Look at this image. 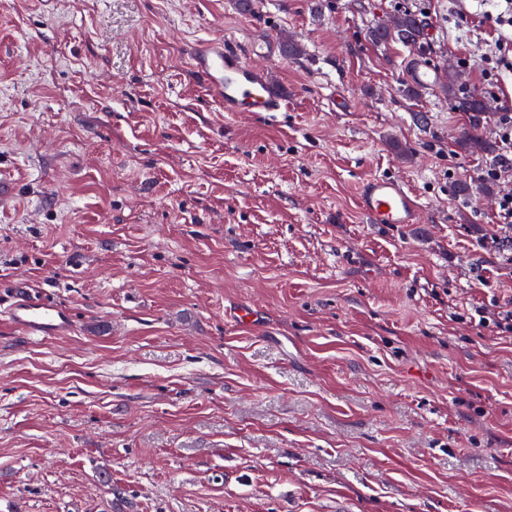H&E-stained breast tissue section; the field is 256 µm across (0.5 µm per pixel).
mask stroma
<instances>
[{
    "mask_svg": "<svg viewBox=\"0 0 512 512\" xmlns=\"http://www.w3.org/2000/svg\"><path fill=\"white\" fill-rule=\"evenodd\" d=\"M425 6L424 54L480 94L475 0ZM398 12L0 0V289L75 320H0V512H512V338L475 322L512 306L489 243L512 173L458 146L494 117L402 97L413 49L367 38ZM220 37L287 111H220L186 66ZM374 175L421 223L366 221ZM4 316L9 323L27 336L40 340L62 336L74 326L71 310L58 303L37 295L23 282L15 285Z\"/></svg>",
    "mask_w": 512,
    "mask_h": 512,
    "instance_id": "obj_1",
    "label": "stroma"
}]
</instances>
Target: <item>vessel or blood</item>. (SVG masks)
Segmentation results:
<instances>
[{
    "label": "vessel or blood",
    "mask_w": 512,
    "mask_h": 512,
    "mask_svg": "<svg viewBox=\"0 0 512 512\" xmlns=\"http://www.w3.org/2000/svg\"><path fill=\"white\" fill-rule=\"evenodd\" d=\"M189 63L224 112H283L288 108L287 96L274 86L267 70L242 58L227 41L217 39L192 48ZM407 80L427 91L438 84L440 73L429 58L416 57L408 65ZM359 207L370 223L396 229L417 223L421 211L402 181L385 176L361 184ZM4 315L14 328L42 340L65 335L74 326L68 307L20 284L13 289Z\"/></svg>",
    "instance_id": "b4317fda"
}]
</instances>
